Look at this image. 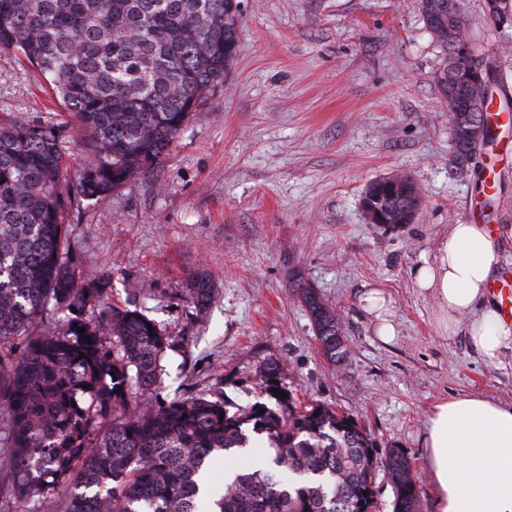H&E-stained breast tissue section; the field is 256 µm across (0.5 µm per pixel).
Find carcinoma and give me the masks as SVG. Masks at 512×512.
I'll list each match as a JSON object with an SVG mask.
<instances>
[{
    "label": "carcinoma",
    "instance_id": "1",
    "mask_svg": "<svg viewBox=\"0 0 512 512\" xmlns=\"http://www.w3.org/2000/svg\"><path fill=\"white\" fill-rule=\"evenodd\" d=\"M423 2L426 28L448 45V0ZM239 17L240 0H0V48L40 71L93 151L72 174L67 126H0V473L9 479L0 512L15 501L55 512L62 500L65 512H197L205 501L208 512H349L368 500L372 439L331 408L295 406L285 363L257 367L270 405L219 393L162 401L167 360L184 347L137 309L86 317L111 282L76 275L68 207L110 194L167 154L206 90L224 83ZM295 292L326 359L343 360L336 312L306 283ZM214 293L207 272L189 276L197 317ZM55 310L68 313L61 333L48 323ZM257 435L272 450L264 466L203 482L211 458L238 455ZM382 465L393 512H416L408 455L393 448ZM281 470L291 480L278 479Z\"/></svg>",
    "mask_w": 512,
    "mask_h": 512
}]
</instances>
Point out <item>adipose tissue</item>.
<instances>
[{"label":"adipose tissue","mask_w":512,"mask_h":512,"mask_svg":"<svg viewBox=\"0 0 512 512\" xmlns=\"http://www.w3.org/2000/svg\"><path fill=\"white\" fill-rule=\"evenodd\" d=\"M499 263L483 225L456 224L432 262L414 272L443 325L464 324L472 347L498 363L512 355V322L487 294ZM425 432L436 512H512V402L452 396L433 406Z\"/></svg>","instance_id":"1"}]
</instances>
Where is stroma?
<instances>
[{"label": "stroma", "mask_w": 512, "mask_h": 512, "mask_svg": "<svg viewBox=\"0 0 512 512\" xmlns=\"http://www.w3.org/2000/svg\"><path fill=\"white\" fill-rule=\"evenodd\" d=\"M419 0H242L236 55L222 86L154 169L68 215L80 273L111 278L109 301L136 304L176 344L162 398L222 388L259 400L256 368L288 366L295 402L351 417L376 457L406 451L417 512H435L424 423L433 405L469 393L512 400V358L494 364L446 331L415 269L456 224H487L512 281V124L490 193L484 154L451 167L448 108L436 77L447 51ZM477 57L491 67L494 108L512 113V21L460 0ZM63 104L17 51L0 50V125L67 120ZM404 174L420 188L414 223H367V185ZM211 276L205 319L185 297L191 272ZM313 285L341 315L347 355L322 354L309 312L291 290ZM139 295H132V288ZM393 339L382 340V322Z\"/></svg>", "instance_id": "obj_1"}]
</instances>
